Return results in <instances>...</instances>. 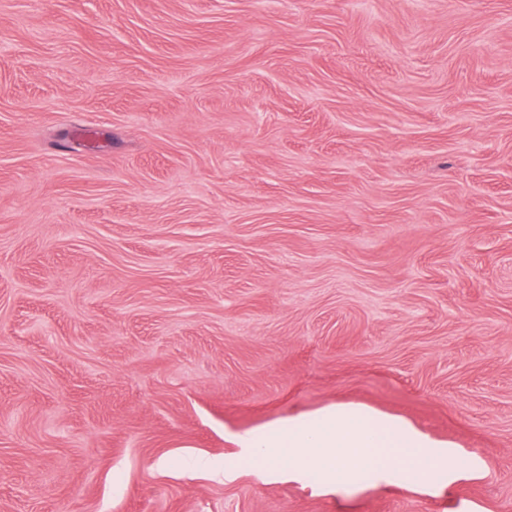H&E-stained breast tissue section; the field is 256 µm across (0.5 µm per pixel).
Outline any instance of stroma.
Listing matches in <instances>:
<instances>
[{
	"instance_id": "1",
	"label": "stroma",
	"mask_w": 512,
	"mask_h": 512,
	"mask_svg": "<svg viewBox=\"0 0 512 512\" xmlns=\"http://www.w3.org/2000/svg\"><path fill=\"white\" fill-rule=\"evenodd\" d=\"M342 401L480 455L262 482ZM512 512V0H0V512Z\"/></svg>"
}]
</instances>
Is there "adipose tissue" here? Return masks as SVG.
Masks as SVG:
<instances>
[{"label": "adipose tissue", "mask_w": 512, "mask_h": 512, "mask_svg": "<svg viewBox=\"0 0 512 512\" xmlns=\"http://www.w3.org/2000/svg\"><path fill=\"white\" fill-rule=\"evenodd\" d=\"M233 441L264 460L261 481L277 475L301 481L311 471L327 487L343 489L363 476L374 488L403 485L434 495L485 474L476 453L434 439L402 417L354 403L278 419L235 434Z\"/></svg>", "instance_id": "1"}]
</instances>
